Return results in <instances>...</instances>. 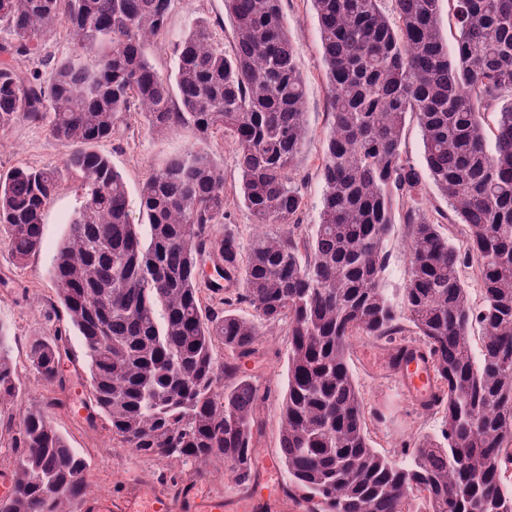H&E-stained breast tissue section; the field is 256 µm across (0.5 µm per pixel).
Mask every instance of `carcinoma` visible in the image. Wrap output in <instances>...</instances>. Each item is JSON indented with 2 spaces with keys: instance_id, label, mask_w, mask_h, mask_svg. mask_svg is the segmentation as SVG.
Returning <instances> with one entry per match:
<instances>
[{
  "instance_id": "cac0c4a2",
  "label": "carcinoma",
  "mask_w": 512,
  "mask_h": 512,
  "mask_svg": "<svg viewBox=\"0 0 512 512\" xmlns=\"http://www.w3.org/2000/svg\"><path fill=\"white\" fill-rule=\"evenodd\" d=\"M444 1L459 31L452 54ZM171 2L0 0V132L24 119L66 149L58 166L0 170V249L15 266L40 252L65 177L81 190L51 265L67 327L31 341L30 367L65 388L75 332L90 408L122 447L199 477L223 463L247 490L266 394L245 367L279 329L288 344L279 461L301 512H512V101L501 104L512 97V0H393L392 19L383 0H313L333 126L319 222L303 239L305 200L289 171L305 144V86L280 0H224L232 50L198 19L167 41L172 67L162 74L149 49L167 34ZM62 17L75 47L45 81L24 61ZM496 107L490 150L482 114ZM133 108L153 133H198L196 147L142 183L139 224L125 179L97 149ZM409 113L423 134V173L401 148ZM226 135L255 220L247 244L218 230L224 174L211 144ZM427 180L452 202L451 223L467 228L464 246L424 212ZM400 201L409 267L399 309L384 242ZM474 262L480 305L463 278ZM362 338L384 346L394 368L414 356L431 365L421 408L441 427L399 461L371 445L349 368ZM7 340L0 326V405L21 393ZM12 447L15 484L0 512H58L83 493L86 460L41 407L23 412Z\"/></svg>"
}]
</instances>
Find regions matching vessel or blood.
<instances>
[{"label": "vessel or blood", "instance_id": "1", "mask_svg": "<svg viewBox=\"0 0 512 512\" xmlns=\"http://www.w3.org/2000/svg\"><path fill=\"white\" fill-rule=\"evenodd\" d=\"M403 390L413 398L423 399L429 393L431 374L425 365L413 363L396 373ZM77 512H224L220 496H183L170 502L150 487H144L120 498L78 496Z\"/></svg>", "mask_w": 512, "mask_h": 512}]
</instances>
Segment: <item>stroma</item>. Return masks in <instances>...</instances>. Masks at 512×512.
<instances>
[{
	"label": "stroma",
	"instance_id": "35a3bbf8",
	"mask_svg": "<svg viewBox=\"0 0 512 512\" xmlns=\"http://www.w3.org/2000/svg\"><path fill=\"white\" fill-rule=\"evenodd\" d=\"M280 8L288 30L299 46L298 66L306 87L307 139L291 172V179L306 202L299 215L298 232L303 235L319 219L325 190L322 157L333 117L312 0H280ZM198 17L211 20L216 42L232 48L233 27L224 12V0H172L168 26L177 31ZM196 144L197 134L193 129L179 127L153 134L147 131L142 118L136 114L128 117L112 140L102 143V151L110 156L113 166L125 176L129 188L128 209L132 217L140 215L139 187L152 169ZM214 151L224 170L226 221L236 225L243 236H251L253 217L240 200L235 146L227 138L215 146ZM63 155L62 145L43 127L23 120L0 135V169L18 165H57ZM79 195L77 181L70 179L61 185L45 214L43 247L25 267H15L9 254L0 250V324L10 329L9 353L22 385V392L15 402L0 405V468L12 466L16 451L11 446V438L20 415L29 406L41 405L58 432L85 457L88 464L86 492L89 495L130 492L143 485L159 484L164 479L205 495H223L224 512H245L244 505L250 499L258 505L270 504L273 512H299L296 503L283 491V472L270 470L271 465L276 464L279 452L280 398L284 389L287 349L286 338L282 334L267 337L262 361L255 371L258 385L268 393L259 415L256 486L261 494L255 498L234 489L232 473L222 464H212L205 477H196L193 469L142 457L121 447L113 439L104 415H97L90 423L84 413L75 412V404L91 398L84 349L78 336H71L68 356L62 365L67 380L66 390L44 383L30 369L28 354L31 340L37 336H53L56 328L66 321L49 269L57 243L79 203ZM406 236V224L398 221L393 224L385 242L390 254L387 285L396 302L402 298L401 288L408 273V255L404 247ZM349 364L368 408L379 413L369 428L375 448L393 455L417 436L437 430L439 417L422 414L413 398L408 397L393 376L386 373L384 355L379 346L365 340L354 341ZM56 396L62 397L63 406L50 405V398Z\"/></svg>",
	"mask_w": 512,
	"mask_h": 512
}]
</instances>
